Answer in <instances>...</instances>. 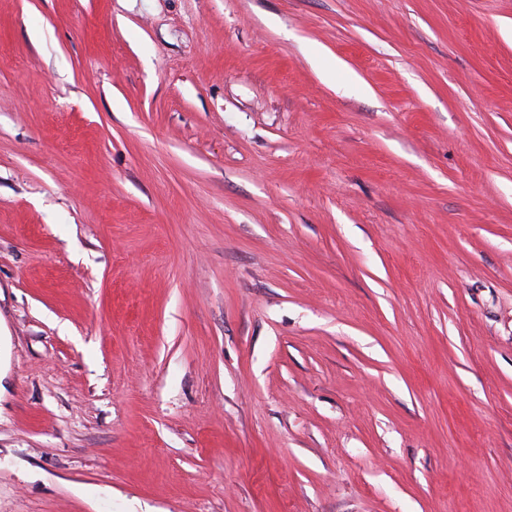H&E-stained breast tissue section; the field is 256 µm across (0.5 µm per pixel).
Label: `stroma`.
Returning <instances> with one entry per match:
<instances>
[{
	"label": "stroma",
	"mask_w": 512,
	"mask_h": 512,
	"mask_svg": "<svg viewBox=\"0 0 512 512\" xmlns=\"http://www.w3.org/2000/svg\"><path fill=\"white\" fill-rule=\"evenodd\" d=\"M0 512H512V0H0Z\"/></svg>",
	"instance_id": "obj_1"
}]
</instances>
